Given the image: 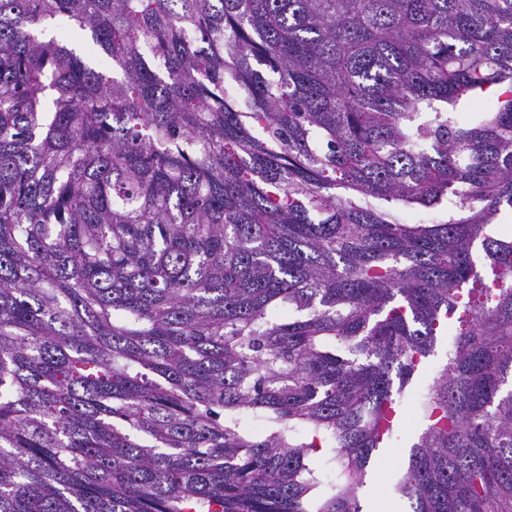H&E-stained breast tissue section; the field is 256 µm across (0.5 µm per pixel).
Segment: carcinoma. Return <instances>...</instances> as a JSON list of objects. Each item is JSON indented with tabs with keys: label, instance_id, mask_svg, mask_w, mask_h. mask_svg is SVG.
I'll use <instances>...</instances> for the list:
<instances>
[{
	"label": "carcinoma",
	"instance_id": "obj_1",
	"mask_svg": "<svg viewBox=\"0 0 512 512\" xmlns=\"http://www.w3.org/2000/svg\"><path fill=\"white\" fill-rule=\"evenodd\" d=\"M436 358L512 512V0H0V512H363Z\"/></svg>",
	"mask_w": 512,
	"mask_h": 512
}]
</instances>
